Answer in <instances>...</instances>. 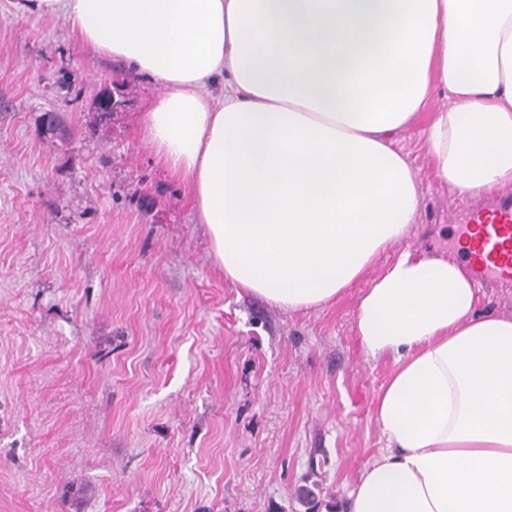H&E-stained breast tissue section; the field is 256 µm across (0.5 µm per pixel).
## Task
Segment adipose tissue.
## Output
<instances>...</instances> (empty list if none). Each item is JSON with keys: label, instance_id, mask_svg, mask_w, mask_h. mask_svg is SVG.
Returning a JSON list of instances; mask_svg holds the SVG:
<instances>
[{"label": "adipose tissue", "instance_id": "obj_1", "mask_svg": "<svg viewBox=\"0 0 512 512\" xmlns=\"http://www.w3.org/2000/svg\"><path fill=\"white\" fill-rule=\"evenodd\" d=\"M162 91L140 124L226 280L290 312L369 279L355 320L393 369L383 448L341 512H512V315L456 259L407 247L438 177L512 184V0H22ZM452 104L427 105L434 90ZM393 258L378 264L382 252ZM480 307L491 309L498 314H512V288L480 287Z\"/></svg>", "mask_w": 512, "mask_h": 512}]
</instances>
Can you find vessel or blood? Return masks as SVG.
I'll list each match as a JSON object with an SVG mask.
<instances>
[{
	"label": "vessel or blood",
	"mask_w": 512,
	"mask_h": 512,
	"mask_svg": "<svg viewBox=\"0 0 512 512\" xmlns=\"http://www.w3.org/2000/svg\"><path fill=\"white\" fill-rule=\"evenodd\" d=\"M467 227L475 236L464 256L475 280L512 282V191H504L496 205L470 212Z\"/></svg>",
	"instance_id": "obj_1"
}]
</instances>
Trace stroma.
<instances>
[{"mask_svg": "<svg viewBox=\"0 0 512 512\" xmlns=\"http://www.w3.org/2000/svg\"><path fill=\"white\" fill-rule=\"evenodd\" d=\"M19 2L0 0V512H304L306 483L341 504L384 446L393 364L354 327L367 281L288 312L225 280L139 128L160 85ZM47 112L68 140L42 135ZM401 145L409 245L461 254L448 210L475 199L437 178L420 127Z\"/></svg>", "mask_w": 512, "mask_h": 512, "instance_id": "obj_1", "label": "stroma"}]
</instances>
